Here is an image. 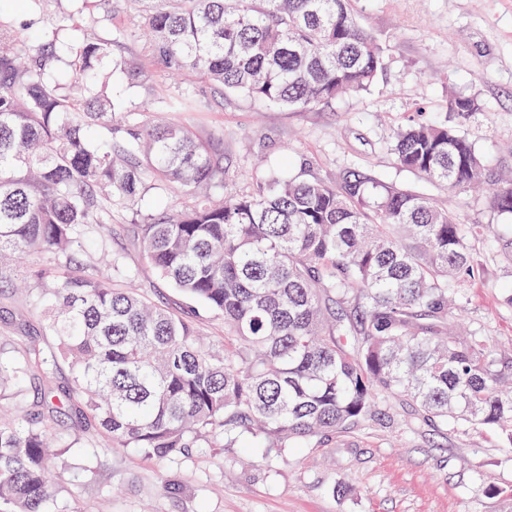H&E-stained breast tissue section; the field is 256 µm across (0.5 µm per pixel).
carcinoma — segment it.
Masks as SVG:
<instances>
[{"label":"carcinoma","mask_w":512,"mask_h":512,"mask_svg":"<svg viewBox=\"0 0 512 512\" xmlns=\"http://www.w3.org/2000/svg\"><path fill=\"white\" fill-rule=\"evenodd\" d=\"M131 5L133 27L105 34L65 13L18 29L0 15V285L28 282L55 340L0 354V379L16 384L0 394L14 409L0 418V512H74L51 480L78 444L50 431L66 414L104 448L165 457L247 436L270 455L390 428L387 400L401 397L416 420H461L512 447V357L453 330L458 290L481 270L470 237L494 228L356 171L339 188L271 175L256 194L205 193L174 214L112 223V207L139 204L152 182L224 187V153L185 116L192 90L132 107L106 93L107 73L115 90L148 77L116 53L121 40L145 29L159 71L301 110L364 91L385 68L386 46L352 0H113L117 13ZM448 104L460 119L479 109L470 96ZM392 151L448 191L497 182L495 207L512 217V182L457 127L413 122ZM118 234L224 318V344L205 345L183 308L122 287L119 254L110 267L92 259ZM33 254L47 263L26 276L19 263Z\"/></svg>","instance_id":"cac0c4a2"}]
</instances>
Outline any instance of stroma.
<instances>
[{"instance_id":"obj_1","label":"stroma","mask_w":512,"mask_h":512,"mask_svg":"<svg viewBox=\"0 0 512 512\" xmlns=\"http://www.w3.org/2000/svg\"><path fill=\"white\" fill-rule=\"evenodd\" d=\"M359 23L387 46L385 70L366 92L322 106L287 110L239 95L216 94L194 74H161L128 88L127 99L159 98L189 88L195 125L220 139L224 182L258 192L270 173L341 185L356 170L389 186L409 187L454 213L463 224L512 231L486 191H448L400 168L391 151L397 128L418 120L461 125L499 171L512 170V0H356ZM477 98L467 120L448 109L449 94ZM189 192L150 189L138 210L113 208L116 224L142 222L190 203ZM482 264L462 289L459 317L466 332L492 337L512 355V261L493 238L470 241ZM128 271L124 284L174 307L185 299L126 242H115ZM44 318L25 295L0 291V345L46 346ZM390 405L395 429H354L321 446L291 448L280 457L263 449L194 448L168 458L135 448H74L53 480L76 512H507L512 447L495 432L457 425L439 429L411 418L409 403ZM87 463L90 477L76 468ZM345 494H337V484ZM503 496L488 495L490 486Z\"/></svg>"}]
</instances>
